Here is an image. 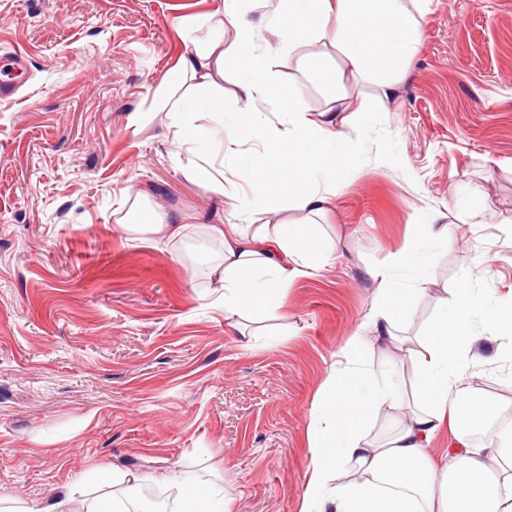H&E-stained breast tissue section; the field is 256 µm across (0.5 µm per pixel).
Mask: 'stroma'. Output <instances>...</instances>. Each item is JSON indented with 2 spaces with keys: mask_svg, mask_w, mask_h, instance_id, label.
Here are the masks:
<instances>
[{
  "mask_svg": "<svg viewBox=\"0 0 512 512\" xmlns=\"http://www.w3.org/2000/svg\"><path fill=\"white\" fill-rule=\"evenodd\" d=\"M222 0H0V53L30 80L0 101V500L88 507L112 466L164 490L222 488L232 512H299L315 397L375 294L374 267L418 238L396 270L413 296L402 335L424 333L447 293L495 304L512 292V0H429L419 50L396 96L347 78L345 149L311 173L333 190L317 233L336 259L297 281L265 317H224L216 253L124 232L143 188L160 212L194 215L187 236L233 224L251 198L249 148L224 160L239 199L195 172L210 148L172 140L153 102L185 35L219 25ZM281 92L311 111L324 90L299 55L271 58ZM465 378L512 402V362L492 328Z\"/></svg>",
  "mask_w": 512,
  "mask_h": 512,
  "instance_id": "stroma-1",
  "label": "stroma"
}]
</instances>
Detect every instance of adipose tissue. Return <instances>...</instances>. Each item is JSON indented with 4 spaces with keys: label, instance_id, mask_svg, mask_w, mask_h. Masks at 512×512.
<instances>
[{
    "label": "adipose tissue",
    "instance_id": "obj_1",
    "mask_svg": "<svg viewBox=\"0 0 512 512\" xmlns=\"http://www.w3.org/2000/svg\"><path fill=\"white\" fill-rule=\"evenodd\" d=\"M252 0H224L219 31L185 41L176 66L155 91L163 99L176 86L188 93L172 115L168 132L181 144L195 141L197 118L212 129H224V86L233 84L238 112L250 128L262 129L261 151L251 158L257 185L253 209L270 213L298 210L325 215L332 193L307 186L309 173L331 165L327 141L341 138L340 112L346 98L339 93L341 75L324 67L309 52L320 42L342 52L345 70L377 82L383 99L398 91L401 75L418 46L427 0H279L267 27L305 52V62L327 90L318 117L308 116L300 92L276 96L267 52L256 45L258 26L247 17ZM232 43H225V32ZM266 102L285 113L280 125L264 122L256 109ZM186 228L184 218L158 213L148 193H140L123 229L169 242ZM212 237L221 252L213 272L224 281V313L264 315L279 308L288 289L315 275L332 259L335 247L309 224H213ZM418 260L415 240L388 253L373 277L377 292L365 320L340 350L315 400L309 428L312 453L301 512H512V424L496 423L500 411L465 380L469 366L481 363L480 339L471 331L475 318L489 323L512 359V300L488 305L479 291L458 289L452 317L439 318L425 335L403 336L399 320L407 318L411 295L394 279V269ZM392 345L415 366L418 401L405 413L402 383L390 367L372 373L375 389L365 391L363 364L378 342ZM391 413L396 426L381 444L366 439L368 423ZM452 438L440 454L432 443L444 430ZM345 464L356 467L358 480L334 482Z\"/></svg>",
    "mask_w": 512,
    "mask_h": 512
}]
</instances>
